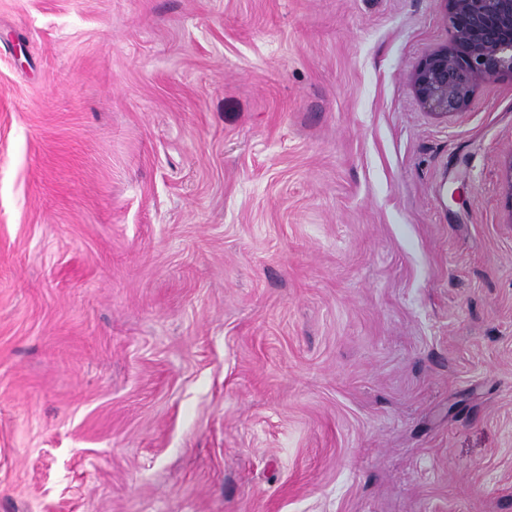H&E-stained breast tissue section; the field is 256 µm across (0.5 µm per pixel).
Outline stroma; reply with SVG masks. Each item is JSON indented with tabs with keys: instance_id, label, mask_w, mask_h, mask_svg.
<instances>
[{
	"instance_id": "stroma-1",
	"label": "stroma",
	"mask_w": 512,
	"mask_h": 512,
	"mask_svg": "<svg viewBox=\"0 0 512 512\" xmlns=\"http://www.w3.org/2000/svg\"><path fill=\"white\" fill-rule=\"evenodd\" d=\"M445 0H0V512H512V76ZM449 40L413 79L416 99L438 115L472 104L478 83L512 74V0H448Z\"/></svg>"
}]
</instances>
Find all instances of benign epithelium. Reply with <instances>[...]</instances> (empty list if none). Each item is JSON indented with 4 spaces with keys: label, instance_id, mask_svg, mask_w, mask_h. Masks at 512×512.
I'll return each instance as SVG.
<instances>
[{
    "label": "benign epithelium",
    "instance_id": "benign-epithelium-1",
    "mask_svg": "<svg viewBox=\"0 0 512 512\" xmlns=\"http://www.w3.org/2000/svg\"><path fill=\"white\" fill-rule=\"evenodd\" d=\"M449 40L413 79L416 99L438 115L472 104L478 83L512 74V0H447Z\"/></svg>",
    "mask_w": 512,
    "mask_h": 512
}]
</instances>
